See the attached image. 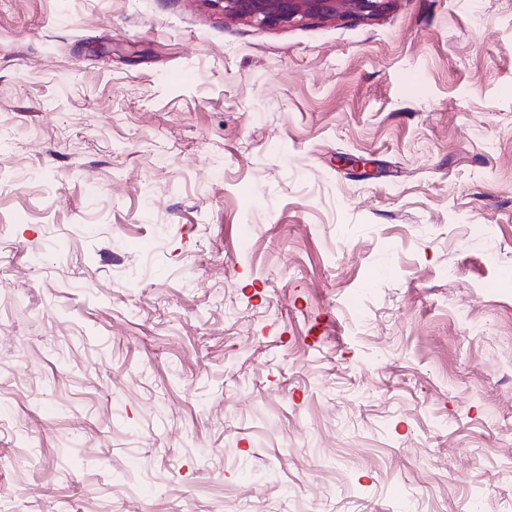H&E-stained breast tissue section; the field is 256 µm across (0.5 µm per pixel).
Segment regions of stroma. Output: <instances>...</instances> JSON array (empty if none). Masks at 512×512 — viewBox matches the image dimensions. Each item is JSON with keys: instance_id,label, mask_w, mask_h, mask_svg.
<instances>
[{"instance_id": "1", "label": "stroma", "mask_w": 512, "mask_h": 512, "mask_svg": "<svg viewBox=\"0 0 512 512\" xmlns=\"http://www.w3.org/2000/svg\"><path fill=\"white\" fill-rule=\"evenodd\" d=\"M0 512H512V0H0ZM220 5L224 17L265 27L290 26L304 20L372 18L388 0H206Z\"/></svg>"}]
</instances>
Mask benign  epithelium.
I'll return each instance as SVG.
<instances>
[{
    "label": "benign epithelium",
    "mask_w": 512,
    "mask_h": 512,
    "mask_svg": "<svg viewBox=\"0 0 512 512\" xmlns=\"http://www.w3.org/2000/svg\"><path fill=\"white\" fill-rule=\"evenodd\" d=\"M224 17L265 27L290 26L304 20L372 18L388 0H213Z\"/></svg>",
    "instance_id": "7a95c632"
}]
</instances>
